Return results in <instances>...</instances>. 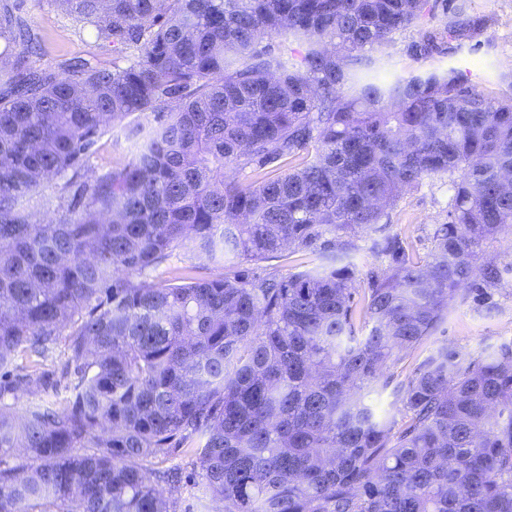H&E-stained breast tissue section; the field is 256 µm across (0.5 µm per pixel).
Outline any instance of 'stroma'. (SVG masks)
Wrapping results in <instances>:
<instances>
[{
  "label": "stroma",
  "instance_id": "1",
  "mask_svg": "<svg viewBox=\"0 0 512 512\" xmlns=\"http://www.w3.org/2000/svg\"><path fill=\"white\" fill-rule=\"evenodd\" d=\"M26 11L43 40L44 61L56 64L70 58H86L103 67L111 66V46L96 42L70 16L50 6L49 0H27ZM458 14L481 20L483 31L477 40L448 50L445 55L421 59L411 52L412 45L420 39L419 30L398 32L381 53L387 72L417 73L451 65L462 70L489 97L512 95V0H448L447 13L437 14L435 22L443 24L448 16ZM134 152L133 138L116 125L98 140L91 164L97 170L124 164ZM449 196L446 178H426L419 188L403 194L388 209L381 224L359 235L358 250L351 257L356 266V288H366L370 275L385 267L384 261L370 250L373 240L398 236L411 240L419 253H427L430 232L448 221ZM481 257L505 267L501 287L489 290L481 303L474 302L468 290L459 291L447 319L433 337L394 367L396 378H404L444 346L479 357L512 341V232H503L486 242Z\"/></svg>",
  "mask_w": 512,
  "mask_h": 512
}]
</instances>
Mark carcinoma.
Here are the masks:
<instances>
[{"mask_svg": "<svg viewBox=\"0 0 512 512\" xmlns=\"http://www.w3.org/2000/svg\"><path fill=\"white\" fill-rule=\"evenodd\" d=\"M51 2L120 61L41 65L24 0H0V512H178L182 474L146 468L178 452L214 512H512V343L384 375L461 286L501 285L479 253L512 228V97L454 67L382 77L372 53L481 23L425 28L432 0ZM123 121L134 158L94 171ZM435 175L429 253L373 241L389 265L358 291V233ZM319 240L286 276L229 262ZM178 249L222 272L155 283Z\"/></svg>", "mask_w": 512, "mask_h": 512, "instance_id": "obj_1", "label": "carcinoma"}]
</instances>
